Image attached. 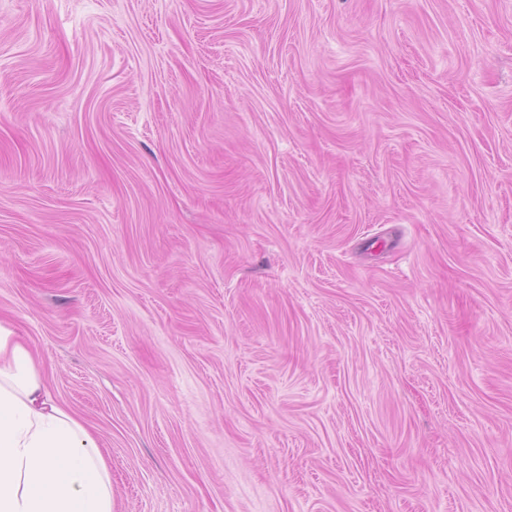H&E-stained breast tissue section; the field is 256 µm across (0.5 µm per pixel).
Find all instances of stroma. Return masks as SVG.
Masks as SVG:
<instances>
[{
  "label": "stroma",
  "instance_id": "35a3bbf8",
  "mask_svg": "<svg viewBox=\"0 0 512 512\" xmlns=\"http://www.w3.org/2000/svg\"><path fill=\"white\" fill-rule=\"evenodd\" d=\"M0 324L113 512H512V0H0Z\"/></svg>",
  "mask_w": 512,
  "mask_h": 512
}]
</instances>
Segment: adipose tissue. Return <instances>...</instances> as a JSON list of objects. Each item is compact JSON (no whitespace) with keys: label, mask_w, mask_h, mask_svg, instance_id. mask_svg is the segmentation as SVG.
<instances>
[{"label":"adipose tissue","mask_w":512,"mask_h":512,"mask_svg":"<svg viewBox=\"0 0 512 512\" xmlns=\"http://www.w3.org/2000/svg\"><path fill=\"white\" fill-rule=\"evenodd\" d=\"M0 512H112V478L95 438L53 401L33 353L2 325Z\"/></svg>","instance_id":"ef3b65f1"}]
</instances>
